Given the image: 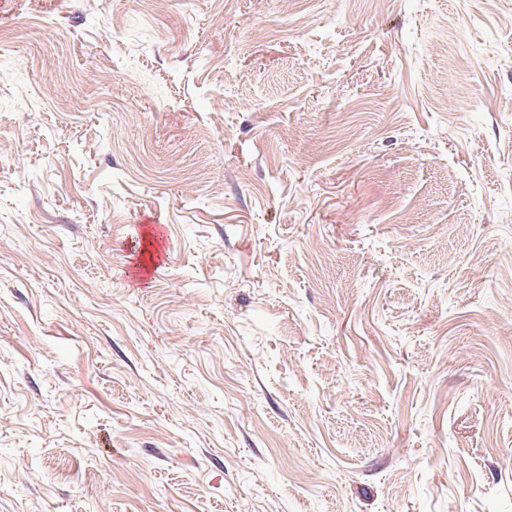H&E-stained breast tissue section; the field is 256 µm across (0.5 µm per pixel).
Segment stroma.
<instances>
[{
	"instance_id": "35a3bbf8",
	"label": "stroma",
	"mask_w": 512,
	"mask_h": 512,
	"mask_svg": "<svg viewBox=\"0 0 512 512\" xmlns=\"http://www.w3.org/2000/svg\"><path fill=\"white\" fill-rule=\"evenodd\" d=\"M0 512H512V0H0Z\"/></svg>"
}]
</instances>
